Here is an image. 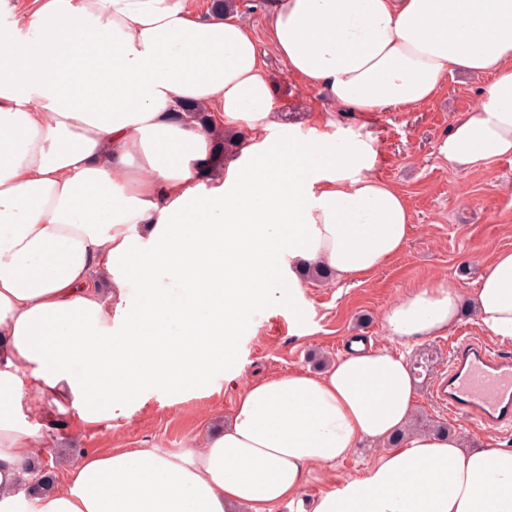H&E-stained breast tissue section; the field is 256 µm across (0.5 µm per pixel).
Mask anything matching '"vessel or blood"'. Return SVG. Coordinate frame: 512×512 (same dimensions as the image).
Listing matches in <instances>:
<instances>
[{"instance_id": "b4317fda", "label": "vessel or blood", "mask_w": 512, "mask_h": 512, "mask_svg": "<svg viewBox=\"0 0 512 512\" xmlns=\"http://www.w3.org/2000/svg\"><path fill=\"white\" fill-rule=\"evenodd\" d=\"M450 416L493 433L512 426V354L482 342H458L448 368L433 385Z\"/></svg>"}]
</instances>
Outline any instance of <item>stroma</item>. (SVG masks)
I'll use <instances>...</instances> for the list:
<instances>
[{
	"instance_id": "1",
	"label": "stroma",
	"mask_w": 512,
	"mask_h": 512,
	"mask_svg": "<svg viewBox=\"0 0 512 512\" xmlns=\"http://www.w3.org/2000/svg\"><path fill=\"white\" fill-rule=\"evenodd\" d=\"M238 6L252 24L266 63L278 120L305 129L326 115L331 120L328 132L340 130L372 140L378 152L375 175L402 192L413 214L409 238L392 261L369 278L306 281L298 288L293 307L256 309L249 332L238 340L235 382L219 377L207 390L179 400L156 392L129 416L92 430L80 429L70 408L51 407L28 416L34 437L47 443L39 460L57 475L95 452L149 448L161 454L193 455L200 449L201 433L230 418L239 393L250 382L317 372L345 352L356 336L378 347L388 346L384 314L394 302L435 280L453 284L463 300H470L484 263L496 250L512 249V156L457 173L436 154L437 142L479 102L486 78L448 76L432 101L414 108H388L370 117L333 111L324 92L292 76L276 54L267 38L264 0H239ZM462 336L485 342L496 352H512V342L491 339L472 315L461 317L443 335L403 344L414 368L412 419L448 425L467 450L496 442L512 444V431L482 432L448 416L431 396L429 382L449 364ZM377 455V448L362 446L333 465L313 468L302 492L273 512H312L322 493L344 480L362 477Z\"/></svg>"
}]
</instances>
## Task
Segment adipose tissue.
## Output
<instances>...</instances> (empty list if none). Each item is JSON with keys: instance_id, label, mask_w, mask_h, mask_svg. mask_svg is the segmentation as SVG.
Here are the masks:
<instances>
[{"instance_id": "1", "label": "adipose tissue", "mask_w": 512, "mask_h": 512, "mask_svg": "<svg viewBox=\"0 0 512 512\" xmlns=\"http://www.w3.org/2000/svg\"><path fill=\"white\" fill-rule=\"evenodd\" d=\"M268 37L291 74L365 115L427 103L455 72L486 77L437 151L457 172L512 156V0H272ZM186 104L248 131L206 184L208 130L171 117ZM376 157L371 140L277 120L239 10L35 0L22 22L0 0V512H271L363 443L375 462L314 512H512L511 448L410 427L398 347L458 321L443 282L387 309L389 347L251 383L195 456L92 453L22 498L40 448L26 400L71 404L92 429L156 391L205 389L236 376L250 311L293 304L301 269L386 266L412 216ZM472 309L512 341V250L484 264Z\"/></svg>"}]
</instances>
